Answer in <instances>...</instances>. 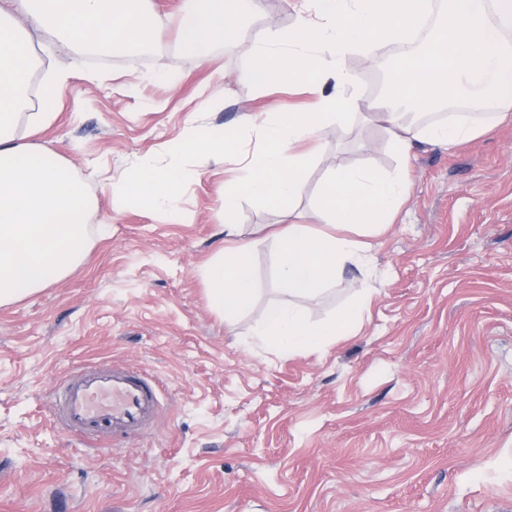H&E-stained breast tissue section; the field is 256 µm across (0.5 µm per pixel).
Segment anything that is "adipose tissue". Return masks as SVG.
Listing matches in <instances>:
<instances>
[{"instance_id":"1","label":"adipose tissue","mask_w":512,"mask_h":512,"mask_svg":"<svg viewBox=\"0 0 512 512\" xmlns=\"http://www.w3.org/2000/svg\"><path fill=\"white\" fill-rule=\"evenodd\" d=\"M160 23L150 14L149 0H0V307L66 278L89 250L93 197L71 162L29 140L55 120L57 98L71 76L64 67L49 70L47 95L40 98L38 110L23 111L38 64L33 33H40L59 54L112 52L146 45ZM179 30L181 50L203 64L214 46L241 41L240 18L229 0H185ZM372 45L397 49L386 94L368 108L401 152H410L418 141L443 148L470 141L512 111V0H301L292 26L247 47V77L268 88L321 75L333 81L335 96L320 97L303 111L277 113L262 126L246 113L238 125L184 145L205 165L236 156L245 132L262 129L266 140L265 150L224 192L226 245L204 272L213 305L226 314L251 303L255 288L245 257L269 241L259 230L235 223L241 196L288 207L302 197L308 153L297 147L305 144L308 152L317 151L318 135L327 124L349 120L345 108L353 103L358 76L344 59ZM457 97L478 108V115L452 113L425 125L405 119L406 112ZM190 177L176 162L165 168L145 164L113 198L122 205L137 202L174 212ZM410 193L411 185L400 173L382 176L356 168L327 180L318 215L323 223L349 226L356 234L318 233L297 217L270 240L276 247L279 283L289 298L267 307L263 335L276 337L296 353L356 334L362 325L361 305L314 325L292 299L315 295L346 265H364L367 236L389 224Z\"/></svg>"}]
</instances>
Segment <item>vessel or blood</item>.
Listing matches in <instances>:
<instances>
[{
  "mask_svg": "<svg viewBox=\"0 0 512 512\" xmlns=\"http://www.w3.org/2000/svg\"><path fill=\"white\" fill-rule=\"evenodd\" d=\"M161 383L141 368L83 367L50 392L58 426L93 446L100 436L132 441L146 434L162 410Z\"/></svg>",
  "mask_w": 512,
  "mask_h": 512,
  "instance_id": "obj_1",
  "label": "vessel or blood"
}]
</instances>
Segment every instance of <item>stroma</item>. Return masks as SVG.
Wrapping results in <instances>:
<instances>
[{"mask_svg": "<svg viewBox=\"0 0 512 512\" xmlns=\"http://www.w3.org/2000/svg\"><path fill=\"white\" fill-rule=\"evenodd\" d=\"M298 4L242 12V45L215 46L204 65L179 48L183 0H152L163 24L147 46L70 58L38 140L95 198L90 249L62 281L0 307V512H512V120L405 158L360 117L324 129L296 204L314 229L336 172L401 171L411 195L368 236V271L346 268L295 300L313 324L363 302L361 330L298 353L260 333L266 307L288 297L273 245L247 257L249 307L228 316L210 302L203 272L224 245L237 161L201 167L183 154L195 177L176 218L112 199L141 160L167 165L191 130L312 101L307 84L263 89L245 76L246 44L294 24ZM395 54L346 57L359 103L380 97ZM97 364L160 379L152 434L86 448L59 430L46 391Z\"/></svg>", "mask_w": 512, "mask_h": 512, "instance_id": "1", "label": "stroma"}]
</instances>
